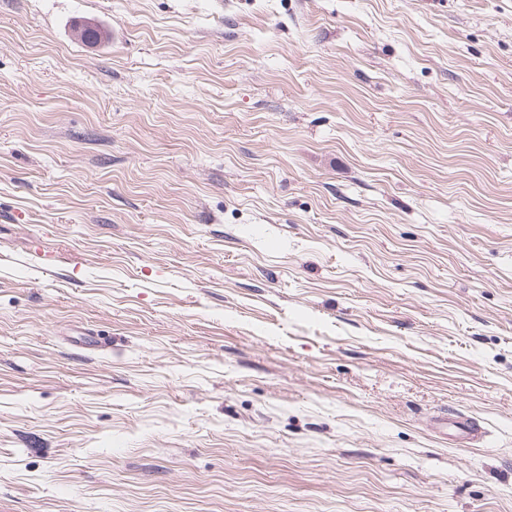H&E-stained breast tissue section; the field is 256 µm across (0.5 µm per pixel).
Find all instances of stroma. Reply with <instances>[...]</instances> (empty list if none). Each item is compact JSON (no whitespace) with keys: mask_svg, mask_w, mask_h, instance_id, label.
Wrapping results in <instances>:
<instances>
[{"mask_svg":"<svg viewBox=\"0 0 512 512\" xmlns=\"http://www.w3.org/2000/svg\"><path fill=\"white\" fill-rule=\"evenodd\" d=\"M0 512H512V0H0Z\"/></svg>","mask_w":512,"mask_h":512,"instance_id":"obj_1","label":"stroma"}]
</instances>
